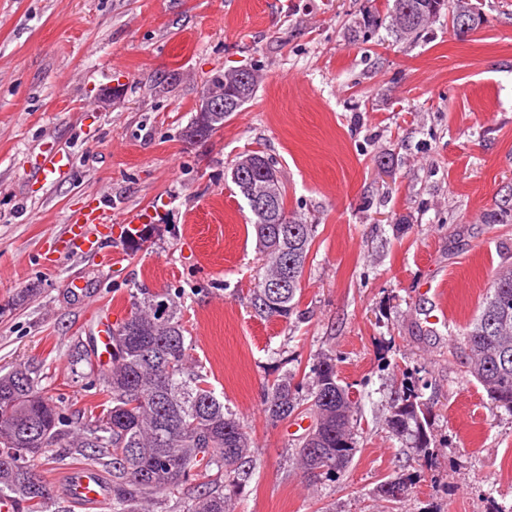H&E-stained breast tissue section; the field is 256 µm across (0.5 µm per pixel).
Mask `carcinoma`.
<instances>
[{
  "label": "carcinoma",
  "mask_w": 512,
  "mask_h": 512,
  "mask_svg": "<svg viewBox=\"0 0 512 512\" xmlns=\"http://www.w3.org/2000/svg\"><path fill=\"white\" fill-rule=\"evenodd\" d=\"M448 13L452 29L480 18L467 0H393L382 21L397 38L419 36L435 18ZM233 92L258 85L246 68L224 70ZM224 126L213 112L195 113L188 137L208 138ZM272 167L258 151L242 156L231 179L243 199L264 184ZM250 226L263 275L245 300L255 316L288 322L297 313L302 281L316 226L288 215L278 190L272 210L249 209ZM288 268V287L278 294L268 282ZM180 293L140 292L127 317L112 327V366L102 370L86 352L89 372L104 395L101 412L76 428L71 417L47 396L38 371L22 364L0 374V502L16 512H49L48 489L36 471L41 461L71 459L78 468L104 462L112 468V512H153L159 499L195 485L186 512H232L254 468L251 438L224 407L208 375L192 363L191 338L180 310ZM466 373L496 406L512 412V264L501 266L479 314L461 331ZM293 368L267 385L265 407L273 421L306 414L311 425L295 451L305 476L330 481L351 463L358 444L360 403L340 383L336 356L320 352L304 384ZM385 424L389 433L425 458L433 455L430 422L415 385L405 383L391 399ZM408 494L407 480L385 481L376 496L397 500L389 487Z\"/></svg>",
  "instance_id": "1"
}]
</instances>
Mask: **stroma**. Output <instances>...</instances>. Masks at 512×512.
<instances>
[{"instance_id": "obj_1", "label": "stroma", "mask_w": 512, "mask_h": 512, "mask_svg": "<svg viewBox=\"0 0 512 512\" xmlns=\"http://www.w3.org/2000/svg\"><path fill=\"white\" fill-rule=\"evenodd\" d=\"M480 25L440 17L418 38L367 27L388 0H0V371L37 367L49 396L87 421L101 397L75 361L138 290L182 292L191 355L245 425L255 469L234 512H493L512 503V413L466 376L455 331L512 262V0H471ZM261 82L223 128L183 135L206 80ZM47 146L68 169L32 163ZM260 151L290 215L316 225L298 309L263 321L245 296L261 262L228 175ZM112 213L103 255L54 260L47 241L91 202ZM155 212L135 236L127 217ZM85 295L74 294L72 281ZM336 356L358 398V447L312 483L293 448L309 426L269 420L288 359ZM420 380L435 452L385 425L402 377ZM51 512H112L66 494L70 466L40 467ZM411 479L404 498L375 495ZM68 165L67 157L58 150L49 148L39 156L37 173L44 179L59 176Z\"/></svg>"}]
</instances>
